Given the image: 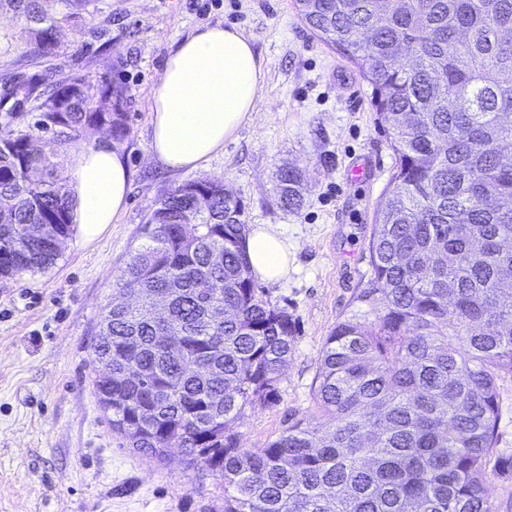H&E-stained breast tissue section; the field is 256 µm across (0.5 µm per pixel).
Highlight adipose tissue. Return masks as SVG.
<instances>
[{
  "label": "adipose tissue",
  "instance_id": "obj_1",
  "mask_svg": "<svg viewBox=\"0 0 512 512\" xmlns=\"http://www.w3.org/2000/svg\"><path fill=\"white\" fill-rule=\"evenodd\" d=\"M264 80L262 61L237 26L199 27L173 44L152 92V158L171 170L207 169L250 122ZM72 185L73 221L91 240L124 211L129 170L118 149L84 144L73 153ZM245 247L255 278H287L291 252L275 225H254Z\"/></svg>",
  "mask_w": 512,
  "mask_h": 512
}]
</instances>
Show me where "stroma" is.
Returning a JSON list of instances; mask_svg holds the SVG:
<instances>
[{
  "label": "stroma",
  "mask_w": 512,
  "mask_h": 512,
  "mask_svg": "<svg viewBox=\"0 0 512 512\" xmlns=\"http://www.w3.org/2000/svg\"><path fill=\"white\" fill-rule=\"evenodd\" d=\"M234 24L261 56L266 77L251 121L212 158L245 206L247 224H273L293 248L288 279L266 285L296 322L277 402L246 408L233 431L258 450L296 419L315 416L312 387L321 349L337 322L366 312L357 296L371 277L368 242L396 158L356 65L323 43L293 0H91L81 29L60 28L52 56L34 54L15 20L0 23V79L60 78L111 71L128 91L127 132L117 144L130 171L129 200L93 241L80 231L46 270L0 278V512H219L218 474L164 463L113 432L90 363L115 281L146 239L158 196L197 179L164 168L149 152L151 93L172 43L194 28ZM363 182L349 180L353 162ZM290 166L307 180L304 202L281 207L275 174Z\"/></svg>",
  "instance_id": "1"
}]
</instances>
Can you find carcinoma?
I'll return each mask as SVG.
<instances>
[{
  "instance_id": "obj_1",
  "label": "carcinoma",
  "mask_w": 512,
  "mask_h": 512,
  "mask_svg": "<svg viewBox=\"0 0 512 512\" xmlns=\"http://www.w3.org/2000/svg\"><path fill=\"white\" fill-rule=\"evenodd\" d=\"M0 0L49 55L89 0ZM298 17L354 62L391 130L396 165L368 250L373 319L347 317L326 337L313 397L266 448L231 425L279 398L295 321L252 276L245 207L219 178L164 192L146 243L118 276L135 305L105 308L93 385L112 429L162 462L224 479V512H496L487 496L498 381L512 376V0H295ZM0 97V276L48 268L73 232L68 145L127 129L126 94L108 74L75 73ZM283 206L301 174L281 169Z\"/></svg>"
}]
</instances>
